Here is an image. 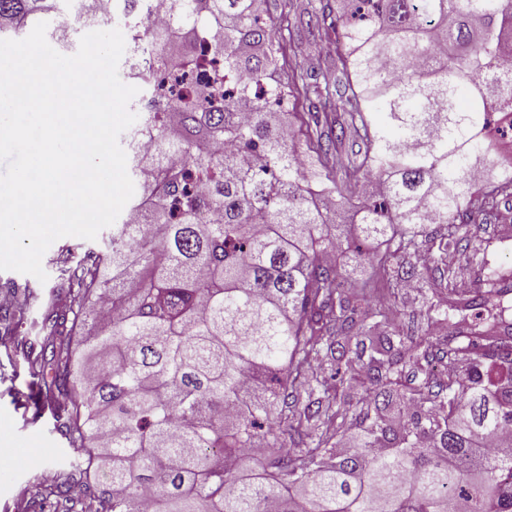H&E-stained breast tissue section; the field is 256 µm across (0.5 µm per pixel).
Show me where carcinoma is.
<instances>
[{"instance_id":"cac0c4a2","label":"carcinoma","mask_w":512,"mask_h":512,"mask_svg":"<svg viewBox=\"0 0 512 512\" xmlns=\"http://www.w3.org/2000/svg\"><path fill=\"white\" fill-rule=\"evenodd\" d=\"M95 0H0V38L65 8L99 23ZM303 35L283 0H167L168 23L137 29L148 0H115L170 73L145 109L127 163L142 223L118 225L103 247L57 268L56 289L16 295L13 316L42 339L22 356L37 409H49L80 450L73 475L43 486L66 512H512V273L488 289L438 268L446 298L427 301L446 330L448 374L413 386L420 408L394 433L379 415L392 364L430 366L428 345L396 330L393 264L423 251L470 248L463 226L512 198V162L484 175L490 128L512 116V0H319ZM335 40L312 55L316 33ZM224 62L191 82L199 45ZM297 110V128L278 112ZM151 137L154 151L135 141ZM305 146H300V139ZM358 146L357 158L342 147ZM185 163L174 166L169 155ZM359 232L336 206L364 185ZM439 231L423 237L426 226ZM381 239L373 277L344 289L326 253ZM65 305L58 306L60 300ZM368 361L363 362V355ZM370 381L351 409L339 390ZM357 445L337 451L352 425ZM303 447L254 458L282 431ZM104 472L109 481L96 482Z\"/></svg>"}]
</instances>
